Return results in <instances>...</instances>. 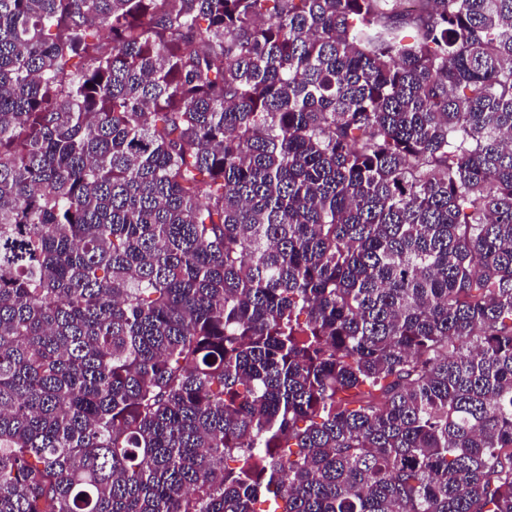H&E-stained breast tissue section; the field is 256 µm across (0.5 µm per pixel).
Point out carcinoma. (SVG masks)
Wrapping results in <instances>:
<instances>
[{"instance_id": "cac0c4a2", "label": "carcinoma", "mask_w": 512, "mask_h": 512, "mask_svg": "<svg viewBox=\"0 0 512 512\" xmlns=\"http://www.w3.org/2000/svg\"><path fill=\"white\" fill-rule=\"evenodd\" d=\"M0 512H512V0H0Z\"/></svg>"}]
</instances>
